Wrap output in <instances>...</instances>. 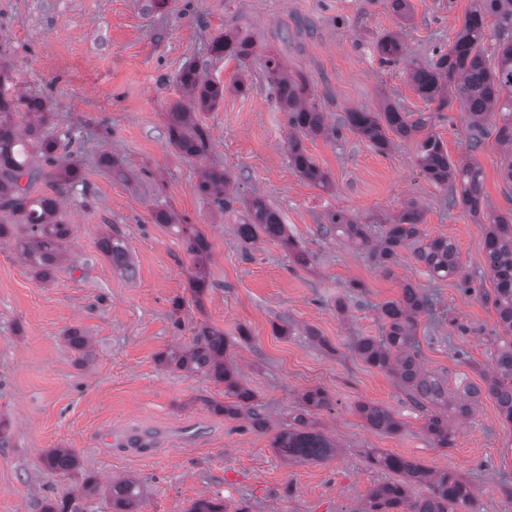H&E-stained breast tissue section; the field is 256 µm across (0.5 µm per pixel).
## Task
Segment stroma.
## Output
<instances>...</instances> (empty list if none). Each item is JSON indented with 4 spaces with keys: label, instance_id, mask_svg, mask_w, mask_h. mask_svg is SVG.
<instances>
[{
    "label": "stroma",
    "instance_id": "obj_1",
    "mask_svg": "<svg viewBox=\"0 0 512 512\" xmlns=\"http://www.w3.org/2000/svg\"><path fill=\"white\" fill-rule=\"evenodd\" d=\"M471 6L411 0L405 21L391 0H169L162 8L154 0H0V59L17 92L48 95L51 129L74 136L87 185L61 204L73 235L50 281L35 277L14 241H0V434L7 441L0 447V512H41L64 494L82 512H112L108 496H83L90 477L103 486L135 480L139 512H188L200 499L223 501L227 512H363L371 490L388 478L367 465V448L458 472L473 486L476 512H512V423L494 400L478 399L455 447H434L424 413L354 352L360 337L381 336L380 306L409 283L435 298L432 312L419 318L423 369L478 385L490 368L486 338L497 315L476 294L493 288L480 224L455 188L420 175L413 143L396 137L380 153L344 124L346 112L384 102L426 111L407 81L408 63L448 49ZM226 31L250 36L258 54L242 62L212 55L211 41ZM387 33L401 35L406 60L381 62L376 43ZM267 51L306 79L312 103L339 130L303 140L329 188L314 186L290 163ZM190 64L226 88L223 101L199 115L211 150L193 163L166 140V114L181 96L176 76ZM239 79L247 93L232 91ZM432 130L452 161L473 155L460 103ZM499 152L491 137L473 155L484 172L483 209L512 213ZM104 154L119 160L126 178L100 164ZM207 165L223 167L241 197L264 198L308 264L296 265L269 240L245 247L233 219L195 192ZM411 202L427 235L455 243L474 293L456 277L434 280L407 251L385 276L363 251L325 230L334 211L376 230ZM160 208L197 225L210 245L202 297L190 287L193 265L180 238L152 221ZM112 224L125 238L134 276L99 250ZM206 325L229 341L266 431L218 412L223 383L161 363ZM71 328L89 336V356L66 342ZM316 387L330 405L312 419L336 453L285 461L273 437L303 392ZM362 401L389 408L402 432L370 430L356 412ZM137 436L151 440L150 454L122 450V440ZM53 448L71 449L77 469H48L43 457Z\"/></svg>",
    "mask_w": 512,
    "mask_h": 512
}]
</instances>
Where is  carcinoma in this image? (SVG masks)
<instances>
[{
	"mask_svg": "<svg viewBox=\"0 0 512 512\" xmlns=\"http://www.w3.org/2000/svg\"><path fill=\"white\" fill-rule=\"evenodd\" d=\"M490 16L494 18L491 32L487 25ZM487 40L491 42L496 62L493 67L488 65L483 53ZM376 49L387 62H397L406 56L405 43L397 34L383 36ZM253 52L250 38L237 33H224L211 43V53L224 58L242 61ZM264 66L275 86L278 106L287 115L286 144L293 167L309 182L328 187L327 174L306 153L300 140L302 134L328 133L324 114L308 101L306 82L290 76L277 56H267ZM176 81L186 101L174 103L167 112L168 143L183 159L197 161L206 156L210 139L206 128L196 120V114L210 111L224 100V85L208 79L193 65L180 70ZM408 81L421 99L436 104L435 112L459 100L469 120V151L477 152L489 135H495L504 148L500 158L503 177L512 182V0H473L451 46L438 51L437 59L427 64L411 65ZM50 120L51 113L47 112L43 99L12 92L8 70L1 66L0 212L19 216L21 224H0V237L16 236L21 255L42 279L49 278L66 260V243L72 235L71 225L58 217L60 197L83 183L79 168L67 159L73 138L50 134ZM433 121L434 112L413 115L391 105L378 112L347 113V124L380 152L390 145L389 131L414 142L420 173L437 185H459L462 205L477 216L481 214L484 196L482 168L474 158L466 162L452 161L440 138L428 131ZM34 152L55 170L47 173L31 167L30 156ZM41 179L52 184L53 193L31 196L33 184ZM196 193L226 215L236 212L233 205L239 201L238 193L231 190L230 180L220 167L202 170ZM244 209L246 217L237 225L241 242L253 243L262 233L287 248L297 263H308L306 254L288 235L279 214L263 199H251ZM154 221L172 227L182 240L195 261L196 274L191 279V288L195 294H202L207 288L204 261L209 250L204 234L194 224L181 223L172 211H155ZM420 223L421 213L411 204L391 223L381 225L376 236L367 225L342 212L331 215L329 231L365 251L373 267L386 275L392 274L404 249L437 279L458 275L455 245L446 238L425 235ZM482 226L487 267L494 288L490 293L482 290L480 295L484 301L492 302L500 328L487 339L492 370L485 379V388L462 380V392L450 396L448 380L423 370L419 362L417 317L432 311L433 299L410 285L402 288L397 299L381 306L382 335L364 336L354 346L363 364L392 377L407 400L426 412L425 430L437 448L454 447L456 428L452 421L469 418L474 403L483 393L494 398L501 416L512 424V216L487 215ZM99 246L113 266L133 274L126 244L116 228L102 237ZM65 338L74 350L82 353L91 346L89 337L78 329L68 330ZM161 361L223 382L224 395L233 401L220 407V411L231 418L245 416L254 428L266 429L265 416L255 403L253 392L237 379L223 332L206 327L191 347L163 355ZM329 404L328 395L320 388L302 395L300 410L273 437L272 447L282 458L317 461L336 453V444L314 430L310 419L312 411ZM356 410L373 430L396 435L403 429L402 423L383 405L360 402ZM364 455L373 467L393 473L399 479L375 487L363 512H468L473 505L471 484L453 471L433 470L380 448H367ZM44 463L52 470L68 472L77 466V458L67 448H54L45 455ZM415 484L426 485L428 494L412 495ZM105 494L111 499L114 512H137L141 502L140 486L131 479L113 481Z\"/></svg>",
	"mask_w": 512,
	"mask_h": 512,
	"instance_id": "carcinoma-1",
	"label": "carcinoma"
}]
</instances>
